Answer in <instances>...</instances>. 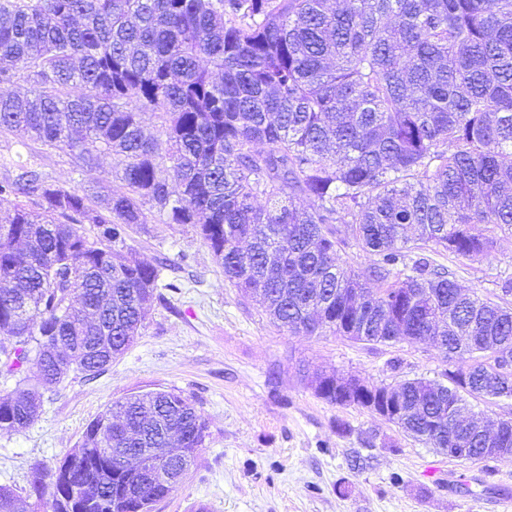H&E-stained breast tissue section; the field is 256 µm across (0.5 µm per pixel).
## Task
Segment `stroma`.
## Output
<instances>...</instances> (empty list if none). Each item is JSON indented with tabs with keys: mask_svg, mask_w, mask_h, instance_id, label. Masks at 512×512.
<instances>
[{
	"mask_svg": "<svg viewBox=\"0 0 512 512\" xmlns=\"http://www.w3.org/2000/svg\"><path fill=\"white\" fill-rule=\"evenodd\" d=\"M18 160L93 196L122 186L113 156L88 167L70 152L1 131L0 179ZM474 231L493 235L487 257L435 261L462 289L495 300L512 279V230L478 224ZM124 253L159 266L175 290L153 304L133 345L105 373L70 375L45 393L32 426L0 433V485L23 488L31 463L52 467L77 450L87 425L115 401L174 389L207 420L209 435L188 479L157 512H512V458L448 457L367 409L318 397L310 383L316 369L378 386L437 380L447 361L431 343L288 332L225 278L192 225L164 223L150 208L129 228ZM357 455L367 463L355 470Z\"/></svg>",
	"mask_w": 512,
	"mask_h": 512,
	"instance_id": "35a3bbf8",
	"label": "stroma"
}]
</instances>
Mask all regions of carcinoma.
<instances>
[{"instance_id":"carcinoma-1","label":"carcinoma","mask_w":512,"mask_h":512,"mask_svg":"<svg viewBox=\"0 0 512 512\" xmlns=\"http://www.w3.org/2000/svg\"><path fill=\"white\" fill-rule=\"evenodd\" d=\"M0 52V83L34 85L0 95V130L87 164L113 155L124 183L94 201L23 163L0 180V202L16 200L0 207V376L15 379L0 433L30 427L44 392L96 378L138 336L160 270L122 250L146 205L195 226L224 277L289 332L387 343L394 331L343 307L350 288L409 336L455 321L471 340L442 348L443 380L395 385L405 435L446 446L422 412L512 399V358L477 340L512 341V304L462 291L420 256L484 257L494 240L472 226L512 229V0H0ZM352 240L385 283L376 293L339 262ZM314 376L319 397L349 404L334 376ZM146 404L184 436L167 462L193 464L203 416L174 389L118 406L135 424ZM121 422L109 408L56 467L32 463L24 493L0 485V512H154L177 487L99 450Z\"/></svg>"}]
</instances>
